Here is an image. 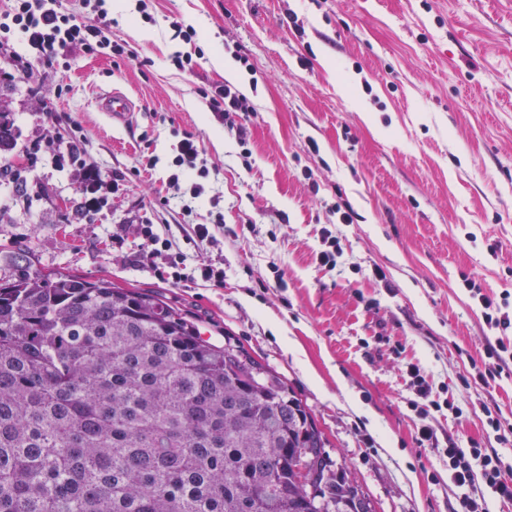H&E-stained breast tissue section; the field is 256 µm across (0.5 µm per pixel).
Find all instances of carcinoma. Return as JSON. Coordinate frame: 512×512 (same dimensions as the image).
Returning a JSON list of instances; mask_svg holds the SVG:
<instances>
[{"mask_svg": "<svg viewBox=\"0 0 512 512\" xmlns=\"http://www.w3.org/2000/svg\"><path fill=\"white\" fill-rule=\"evenodd\" d=\"M0 112V154L15 146ZM278 375L158 295L0 282V512H374Z\"/></svg>", "mask_w": 512, "mask_h": 512, "instance_id": "carcinoma-1", "label": "carcinoma"}]
</instances>
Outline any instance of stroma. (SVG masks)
Instances as JSON below:
<instances>
[{"instance_id":"obj_1","label":"stroma","mask_w":512,"mask_h":512,"mask_svg":"<svg viewBox=\"0 0 512 512\" xmlns=\"http://www.w3.org/2000/svg\"><path fill=\"white\" fill-rule=\"evenodd\" d=\"M112 40L121 54L75 48L25 73L21 36L0 48L19 130L7 159L27 179L21 199L0 188V279L22 250L45 272L151 290L204 337L241 344L306 403L376 512H461L446 461L418 441L423 421L496 449L512 481V376L476 383L497 332L464 286L512 297V0H131ZM178 51L197 53L193 71ZM239 55L226 77L217 57ZM225 81L253 105L229 122L199 93ZM111 90L133 102L128 125L97 109ZM76 128L88 162L123 174L92 222L74 215L77 171L29 153ZM186 133L200 173L175 184ZM344 204L356 223H340ZM140 224L188 268H223V287L125 262ZM193 224L213 225V241L189 237ZM326 229L342 248L333 268L317 261ZM410 364L454 410L420 417Z\"/></svg>"}]
</instances>
